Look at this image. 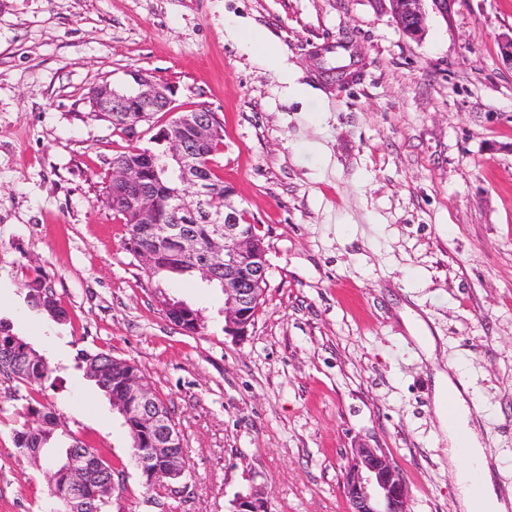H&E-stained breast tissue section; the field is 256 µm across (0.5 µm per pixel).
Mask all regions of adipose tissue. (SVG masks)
Returning a JSON list of instances; mask_svg holds the SVG:
<instances>
[{"label": "adipose tissue", "instance_id": "ef3b65f1", "mask_svg": "<svg viewBox=\"0 0 512 512\" xmlns=\"http://www.w3.org/2000/svg\"><path fill=\"white\" fill-rule=\"evenodd\" d=\"M435 412L448 439V464L459 490L461 512H512V497L501 494L481 444L468 397L445 371L435 373Z\"/></svg>", "mask_w": 512, "mask_h": 512}]
</instances>
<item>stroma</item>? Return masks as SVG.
Wrapping results in <instances>:
<instances>
[{
    "mask_svg": "<svg viewBox=\"0 0 512 512\" xmlns=\"http://www.w3.org/2000/svg\"><path fill=\"white\" fill-rule=\"evenodd\" d=\"M279 51L259 60L229 22ZM512 0L429 10L421 40L387 0H0V319L45 355L39 395L124 469L112 512H351L352 449H383L407 512H459L434 411L433 365L457 367L497 478L512 486ZM354 66L336 84L328 72ZM224 123L218 173L267 245L264 303L245 341L200 278H148L103 201L116 154L148 146L93 115L90 91L134 72ZM47 280L69 319L27 299ZM197 309L187 335L159 296ZM421 314L434 360L399 314ZM134 361L170 408L185 490L145 489L129 434L77 366ZM28 390L0 375V512H49L46 470L11 429ZM232 512H265L266 499L258 487H251L247 493H239L232 501Z\"/></svg>",
    "mask_w": 512,
    "mask_h": 512,
    "instance_id": "obj_1",
    "label": "stroma"
}]
</instances>
